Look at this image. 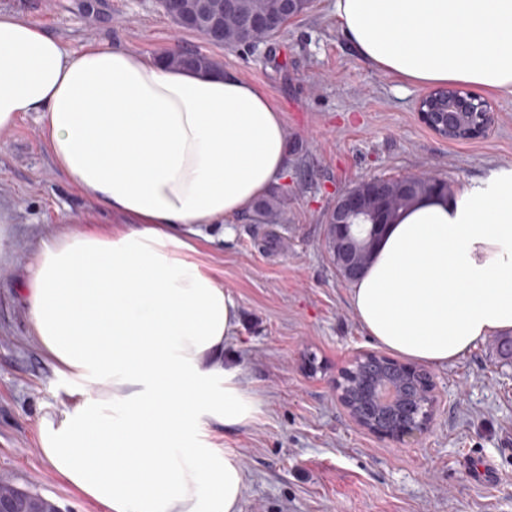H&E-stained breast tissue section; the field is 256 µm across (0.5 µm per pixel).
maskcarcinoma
I'll use <instances>...</instances> for the list:
<instances>
[{
    "instance_id": "cac0c4a2",
    "label": "carcinoma",
    "mask_w": 512,
    "mask_h": 512,
    "mask_svg": "<svg viewBox=\"0 0 512 512\" xmlns=\"http://www.w3.org/2000/svg\"><path fill=\"white\" fill-rule=\"evenodd\" d=\"M179 11L194 17L191 31L207 37L212 27L221 31L217 44L226 47L249 45L274 39L279 30L262 26H251L249 20L256 15L279 10L280 0H234L235 7L228 10L224 7L226 0H175ZM165 61L170 66H189L204 70L217 68V62L202 53L169 52ZM389 187V195L394 204L387 208L382 215L383 224H390L397 218L399 212L410 207L423 195L448 193L449 187L443 182L432 178H417L408 190L401 189L402 181L398 178L385 180ZM284 192L276 191L265 199L260 200L254 207L249 220L253 224H278L282 216ZM359 247L355 251L354 261L361 268H366L372 259V247L377 237L369 234V230H357ZM324 249L331 264L342 277H347L345 266L339 260L340 249L333 225H326L324 233ZM388 381L393 383L402 396L409 400L410 412L418 418L426 410L431 399L432 387L430 373L420 368L410 375H400L393 366L386 363L385 358L375 354L358 357L351 368L347 370L345 385L351 402L348 410L353 418L369 421L382 428L394 425V419L383 411L369 389L377 383ZM0 484L9 491L16 492L21 498L39 502L48 512H57L58 506L52 500L31 490L21 488L9 480H1Z\"/></svg>"
}]
</instances>
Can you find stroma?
<instances>
[{"instance_id":"obj_1","label":"stroma","mask_w":512,"mask_h":512,"mask_svg":"<svg viewBox=\"0 0 512 512\" xmlns=\"http://www.w3.org/2000/svg\"><path fill=\"white\" fill-rule=\"evenodd\" d=\"M0 11L72 50L97 42L151 57L175 45L206 54L263 88L284 114L295 151L280 223L240 215L197 233L199 260L241 306L224 358L241 365L263 401L253 424L209 426L211 442L235 449L245 468L241 512H512V360L499 353L500 334L431 367L438 402L428 431L400 444L380 438L336 395L340 370L383 348L323 247L328 211L358 182L427 173L457 188L512 167V95H485L494 117L485 136H439L417 112L422 89L360 58L333 0H312L271 41L232 48L178 29L158 0H0ZM95 214L54 164L35 114L0 134V479L62 512H103L56 476L38 444L43 422L90 385L44 356L17 282L41 241ZM264 238L268 246L255 247ZM488 459L498 479L473 482L467 466Z\"/></svg>"}]
</instances>
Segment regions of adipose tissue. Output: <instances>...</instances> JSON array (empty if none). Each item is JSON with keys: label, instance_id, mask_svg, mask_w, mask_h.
<instances>
[{"label": "adipose tissue", "instance_id": "obj_1", "mask_svg": "<svg viewBox=\"0 0 512 512\" xmlns=\"http://www.w3.org/2000/svg\"><path fill=\"white\" fill-rule=\"evenodd\" d=\"M360 57L419 87L512 95V0H334ZM35 113L55 165L119 231L43 241L19 291L58 372L97 385L40 452L105 512H240L245 472L208 426L262 402L224 362L239 302L195 232L248 212L288 171L285 120L231 72L118 45L69 51L0 12V133ZM351 306L386 349L442 366L512 330V169L427 195L387 225Z\"/></svg>", "mask_w": 512, "mask_h": 512}]
</instances>
